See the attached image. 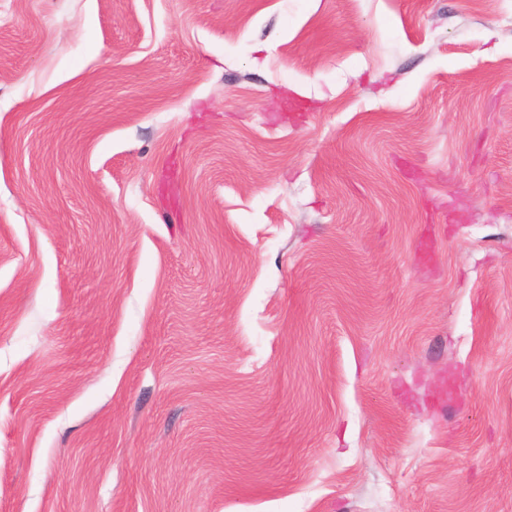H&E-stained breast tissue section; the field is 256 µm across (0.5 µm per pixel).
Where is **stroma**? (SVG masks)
<instances>
[{"instance_id": "35a3bbf8", "label": "stroma", "mask_w": 512, "mask_h": 512, "mask_svg": "<svg viewBox=\"0 0 512 512\" xmlns=\"http://www.w3.org/2000/svg\"><path fill=\"white\" fill-rule=\"evenodd\" d=\"M0 512H512V0H0Z\"/></svg>"}]
</instances>
